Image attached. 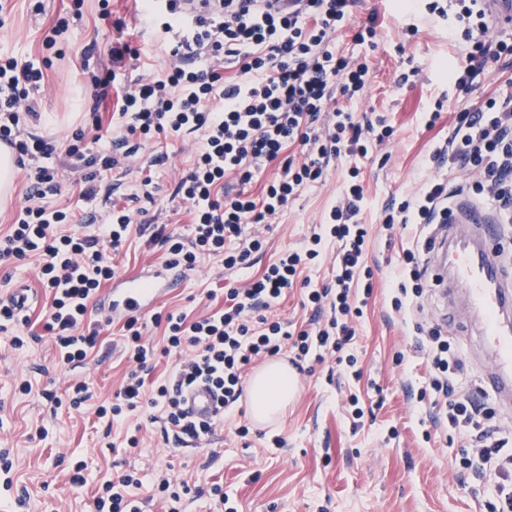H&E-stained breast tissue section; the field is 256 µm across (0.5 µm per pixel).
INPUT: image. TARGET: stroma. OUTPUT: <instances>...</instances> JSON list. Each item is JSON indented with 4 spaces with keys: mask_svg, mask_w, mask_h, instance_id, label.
Wrapping results in <instances>:
<instances>
[{
    "mask_svg": "<svg viewBox=\"0 0 512 512\" xmlns=\"http://www.w3.org/2000/svg\"><path fill=\"white\" fill-rule=\"evenodd\" d=\"M41 3L43 9L37 12L31 0H0V54L45 63V90L36 97L41 119L29 129L52 138L62 153L92 104L85 69L108 67L109 48L121 42L141 53L139 70H127L128 78L160 73L164 36L151 27L134 0H112L108 18L101 16L98 0H84L73 32L59 38L58 52L52 55L43 46L44 37L71 2ZM372 16L378 23L375 46L354 45L348 30L336 35L339 51L365 56L372 70L364 95L342 107L359 116L383 115L394 129L391 144L364 158H338L324 185L302 190L289 203L266 231L264 251L248 267L227 271L216 259H203L196 270L186 273L182 288L158 306L159 311H182L192 319L222 308L226 286H244L283 251L302 246L340 195L348 169L358 167L366 195L361 218L369 229L367 263L374 272L364 315L353 324L351 351L362 367V379L341 375L332 359L305 363L296 398L277 418L254 422L244 398L239 412L226 416L212 435L179 450L170 447L159 425L141 413L112 425L98 420L91 407L81 413H54L42 399V390L64 391L76 378L89 383L98 400L111 399L131 368L119 342L120 326L115 323L102 330V344L85 364L60 363L51 336L42 330L51 294L36 277L35 260L0 265V299L26 289V313L39 335L18 349L12 346L10 333L0 331V440L16 457L12 486L0 483V512H93L101 485L132 469L147 476L163 471L186 482V512H210L209 500L196 491L214 483L222 486L239 512H487L486 488L463 485L454 466L467 448L465 438L433 428L431 409L418 399L428 379L425 361L414 350L415 323L391 304L393 278L414 231H387L382 218L392 200L417 189L432 145L447 138L457 113L490 92L512 105V68L490 65L469 94L459 93L447 78L466 66L468 49L449 39L444 22L422 8L413 16L405 13L401 0H358L354 21L361 24ZM116 18L123 19V28L113 26ZM412 22L419 32L410 37L405 28ZM91 42L97 52L84 57L83 49ZM439 99L444 102L441 117L434 127H426L423 115ZM196 140L190 134L175 142L147 145L143 157L159 150L168 155L164 164L127 172L103 170L98 181L111 203L124 206L136 184L152 178L156 202L148 208V219L189 234L191 216L172 193L192 164ZM108 258L119 277L164 263L160 246L135 235ZM422 304L420 322L427 327L442 325L460 347L466 365L459 380L461 391L481 388L487 358L472 325L473 313L462 299H447L437 285L431 286ZM20 375L31 380L30 394L14 393ZM353 393L370 408L356 426L346 411V399ZM243 424L250 432L241 437L237 429ZM42 425L48 429L43 438L35 434ZM432 428L436 437L424 441L425 431ZM134 433L141 442L131 448L126 438ZM76 460L85 464L86 481L78 488L70 481Z\"/></svg>",
    "mask_w": 512,
    "mask_h": 512,
    "instance_id": "35a3bbf8",
    "label": "stroma"
}]
</instances>
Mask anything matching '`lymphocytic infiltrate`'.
I'll use <instances>...</instances> for the list:
<instances>
[{
	"label": "lymphocytic infiltrate",
	"mask_w": 512,
	"mask_h": 512,
	"mask_svg": "<svg viewBox=\"0 0 512 512\" xmlns=\"http://www.w3.org/2000/svg\"><path fill=\"white\" fill-rule=\"evenodd\" d=\"M356 0H298L280 9L269 0H222L218 10L190 16L177 0H140V7L161 33H177L165 47L169 65L162 74L115 84L120 70L139 60L128 44H116L108 56V76L93 73L88 83L95 99L116 91L110 134H101L98 110H91L90 130H76L66 150L70 168L81 171V197L99 201L98 169L126 167L136 154L131 138L199 134L194 164L177 183L174 194L187 203L192 233L183 237L165 225L136 222L133 204L153 202L151 179L130 194V207L106 211L94 232L68 231L72 213L54 208L51 196L59 185L48 161L56 153L52 139L26 131L37 120L34 94L44 84L33 62L0 56V143L27 169L31 183L19 213L6 235H0V263L35 256L38 279L52 293V310L44 325L63 363L82 364L99 342L100 321L89 308L104 282L113 276L105 247L122 248L131 231L166 248V265L194 270L201 258L220 259L225 269L248 265L263 248L258 236L246 235L251 224H266L287 208L300 191L325 180L331 161L367 156L393 135L384 116L358 118L337 105L338 97L354 99L370 84V68L362 57L337 52L333 36L345 29ZM428 14L447 22L448 35L469 44L468 65L452 80L469 92L476 74L488 63L512 58V42L490 40L492 26L485 0H427ZM203 59L205 67L194 64ZM235 73L225 76V63ZM429 159L438 174L425 178L419 192L388 209L386 226L428 227L448 222L453 201L468 197L491 202L512 222V110L486 95L459 113L447 138L436 143ZM276 173L261 196L250 186L268 166ZM365 191L357 169H350L342 198L328 210L325 222L304 248L284 251L263 273L242 288L224 293V306L188 320L185 313L154 315L164 323L166 344H146L138 319L125 320L124 341L133 369L111 401L98 405V417L115 420L145 410L160 423L173 446L185 447L212 433L215 420L194 419L184 408L182 393L204 382L221 396L223 412H232L243 395L242 376L261 357L289 351L294 362L335 358L354 378L363 371L351 353L353 319L361 317V281L372 280L366 263L369 231L358 215ZM337 243L336 275L321 288L304 277L318 263L325 240ZM434 236L406 249L397 273L395 310L418 302L427 286L428 255ZM304 292L313 314L308 327L288 329L268 318V310L292 288ZM417 351L426 356L428 384L420 399L442 410L448 428L461 434L476 455L462 456L458 468L473 481L491 482L493 512H512V451L497 438L494 415L480 396L464 395L457 377L464 369L459 347L431 328L417 337ZM188 352L169 374L152 377L158 355ZM143 484L137 472L106 481L95 500V512H142L145 500L134 491Z\"/></svg>",
	"instance_id": "obj_1"
}]
</instances>
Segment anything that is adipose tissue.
<instances>
[{
  "label": "adipose tissue",
  "mask_w": 512,
  "mask_h": 512,
  "mask_svg": "<svg viewBox=\"0 0 512 512\" xmlns=\"http://www.w3.org/2000/svg\"><path fill=\"white\" fill-rule=\"evenodd\" d=\"M248 393L253 417L260 421L272 419L295 396L287 365L279 362L265 365L251 377Z\"/></svg>",
  "instance_id": "obj_1"
}]
</instances>
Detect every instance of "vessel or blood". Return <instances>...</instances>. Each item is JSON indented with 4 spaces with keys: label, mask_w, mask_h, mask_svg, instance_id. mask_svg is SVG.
<instances>
[{
    "label": "vessel or blood",
    "mask_w": 512,
    "mask_h": 512,
    "mask_svg": "<svg viewBox=\"0 0 512 512\" xmlns=\"http://www.w3.org/2000/svg\"><path fill=\"white\" fill-rule=\"evenodd\" d=\"M460 216L480 229L484 245L475 247L451 236L437 244L436 254L440 266L451 269L456 283L467 288L470 305L481 312V334L497 355L496 371L488 375L487 382L505 392L512 388V282L503 277L497 246L512 230L486 222L478 210L466 209ZM179 283V277L166 266L114 278L108 311L115 317L144 316ZM219 406L216 395L204 385L195 386L186 396L187 409L200 419L212 417Z\"/></svg>",
    "instance_id": "obj_1"
}]
</instances>
